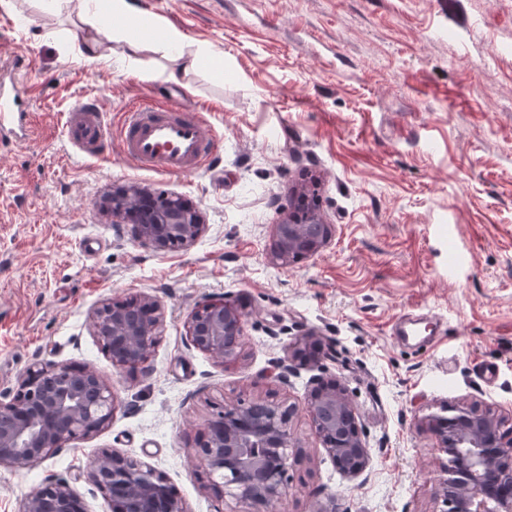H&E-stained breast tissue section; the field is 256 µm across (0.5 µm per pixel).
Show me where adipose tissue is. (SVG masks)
Returning <instances> with one entry per match:
<instances>
[{
  "label": "adipose tissue",
  "instance_id": "1",
  "mask_svg": "<svg viewBox=\"0 0 512 512\" xmlns=\"http://www.w3.org/2000/svg\"><path fill=\"white\" fill-rule=\"evenodd\" d=\"M43 11L53 12L61 8H71L79 20L89 26L105 30L110 40L125 44L129 55H138L144 50L143 41L128 35L116 20L128 16L132 11L129 0H102L99 5H91L90 0H39ZM153 48L165 55L175 56L180 68L185 72L209 69L223 72L224 59L211 49L195 47L188 43L177 30L166 31Z\"/></svg>",
  "mask_w": 512,
  "mask_h": 512
}]
</instances>
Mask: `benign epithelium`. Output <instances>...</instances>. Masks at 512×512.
I'll return each instance as SVG.
<instances>
[{
    "mask_svg": "<svg viewBox=\"0 0 512 512\" xmlns=\"http://www.w3.org/2000/svg\"><path fill=\"white\" fill-rule=\"evenodd\" d=\"M112 213L131 225L135 241L154 251L190 247L203 233L197 211L177 209L140 213L117 204ZM274 259L284 265L312 256L329 244L330 225L317 210L305 224L287 217L276 225ZM161 303L149 296L108 302L92 315L94 335L115 367L148 362L160 339ZM245 315L235 302L207 301L192 313L187 334L191 344L222 364L237 361L239 351L224 346V336L244 335ZM306 340L292 346L285 372L307 364ZM112 383L91 368L64 362L35 363L19 377L11 398H0V468L23 469L53 455L66 442L105 428L116 408ZM313 430L336 469L359 476L368 453L358 434L346 439L336 432L357 428L355 409L336 383L319 381L304 407ZM448 420L429 423L449 456L444 503L450 512H512V442L498 440L500 418L475 407ZM298 406L284 397L260 398L253 406L226 404L209 422L192 455L210 475L222 496L248 506L247 512H270L288 497L289 469L295 442L291 423ZM87 478L111 502L114 512H187L165 478L152 467L104 451L89 463ZM81 502L64 481L47 479L32 490L20 512H80Z\"/></svg>",
    "mask_w": 512,
    "mask_h": 512,
    "instance_id": "7a95c632",
    "label": "benign epithelium"
}]
</instances>
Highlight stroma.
<instances>
[{"label": "stroma", "instance_id": "35a3bbf8", "mask_svg": "<svg viewBox=\"0 0 512 512\" xmlns=\"http://www.w3.org/2000/svg\"><path fill=\"white\" fill-rule=\"evenodd\" d=\"M131 37L167 27L223 53L224 72L180 71L35 0L0 7V84L28 58L33 139L0 148V394L37 362L96 370L118 402L107 427L34 466L0 468V512L46 479L84 512H112L86 479L104 451L150 464L187 512H239L190 454L212 406L267 396L304 405L336 381L369 463L339 473L306 414L287 500L273 512H441L448 456L425 424L478 407L512 424V0H134ZM200 108L218 143L206 170H135L120 152L76 153L62 115L97 99L119 126L134 99ZM135 186L181 197L206 230L155 252L118 223L110 197ZM316 190L330 244L287 265L275 226ZM150 296L165 315L147 368L113 366L91 327L102 303ZM227 298L245 315L240 358L221 365L186 323ZM440 321L424 346L401 318ZM317 359L279 382L292 344ZM496 370L485 381L482 366Z\"/></svg>", "mask_w": 512, "mask_h": 512}]
</instances>
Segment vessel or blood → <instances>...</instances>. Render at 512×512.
I'll list each match as a JSON object with an SVG mask.
<instances>
[{"label":"vessel or blood","instance_id":"obj_1","mask_svg":"<svg viewBox=\"0 0 512 512\" xmlns=\"http://www.w3.org/2000/svg\"><path fill=\"white\" fill-rule=\"evenodd\" d=\"M70 146L87 157H104L113 148L137 170L169 176H187L208 167L217 143L204 127L200 112L178 98L165 102L134 101L119 130L109 127L97 100L76 98L65 114ZM35 134L33 114L20 93H0V146L16 145Z\"/></svg>","mask_w":512,"mask_h":512}]
</instances>
